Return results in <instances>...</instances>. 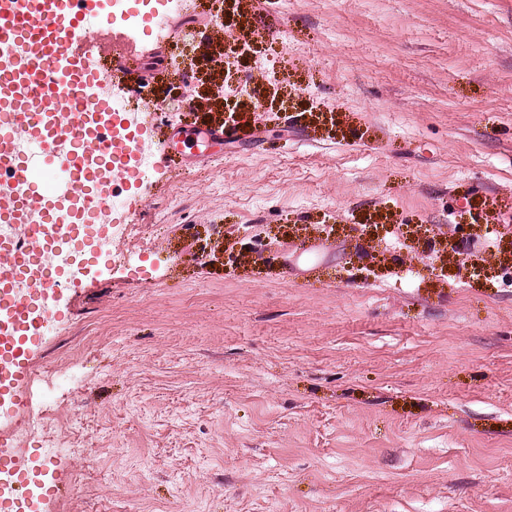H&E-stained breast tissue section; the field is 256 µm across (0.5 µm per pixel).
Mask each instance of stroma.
<instances>
[{
	"label": "stroma",
	"instance_id": "obj_1",
	"mask_svg": "<svg viewBox=\"0 0 512 512\" xmlns=\"http://www.w3.org/2000/svg\"><path fill=\"white\" fill-rule=\"evenodd\" d=\"M116 76L140 247L59 249L77 512H512V0H171ZM224 124L195 151L190 131ZM83 419L77 414H73L68 425L69 435L53 444L55 452L66 453L73 456H81L85 452V448H79V440L83 435L84 426Z\"/></svg>",
	"mask_w": 512,
	"mask_h": 512
}]
</instances>
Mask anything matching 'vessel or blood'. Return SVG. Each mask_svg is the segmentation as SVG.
<instances>
[{
    "instance_id": "vessel-or-blood-1",
    "label": "vessel or blood",
    "mask_w": 512,
    "mask_h": 512,
    "mask_svg": "<svg viewBox=\"0 0 512 512\" xmlns=\"http://www.w3.org/2000/svg\"><path fill=\"white\" fill-rule=\"evenodd\" d=\"M103 0H0V51L20 54L23 63L0 69V170L25 184L28 193L0 219L23 221L32 206L42 210L40 223L32 225L28 236L12 241L0 250L10 275L33 277L34 290L44 305H51L60 276L42 273L40 249L60 244L80 228L79 218L97 212L110 201L108 184L96 183L87 168L88 154L106 158L125 153L117 142L110 121L90 128L94 108L86 91L101 75L81 63L78 48L95 36L83 20L87 13L99 12L100 25H110L102 14ZM27 134L41 150L39 166L14 155V135ZM0 315L9 328L0 334V398L28 404L32 390V365L28 352L40 325L27 302L15 299L10 286L0 285ZM23 452H0V473L15 475L18 492H27L30 478L21 470Z\"/></svg>"
}]
</instances>
